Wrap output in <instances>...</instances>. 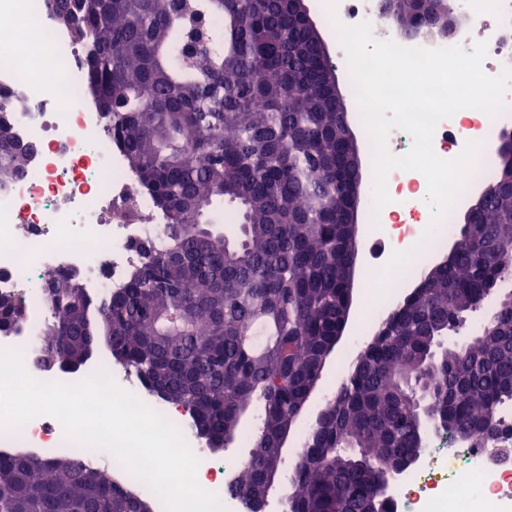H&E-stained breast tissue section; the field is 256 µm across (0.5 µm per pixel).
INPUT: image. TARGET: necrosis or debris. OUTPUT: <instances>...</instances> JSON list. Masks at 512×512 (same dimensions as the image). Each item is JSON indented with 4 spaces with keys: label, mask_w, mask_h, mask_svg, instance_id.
I'll return each mask as SVG.
<instances>
[{
    "label": "necrosis or debris",
    "mask_w": 512,
    "mask_h": 512,
    "mask_svg": "<svg viewBox=\"0 0 512 512\" xmlns=\"http://www.w3.org/2000/svg\"><path fill=\"white\" fill-rule=\"evenodd\" d=\"M453 0L467 14L476 34L455 40L427 33L409 39L428 49L455 44L472 50L487 44L484 71L491 76L512 70V0ZM379 0H339L338 16L347 25L370 22L374 35L395 40L390 21L378 12ZM84 53L70 34L55 24L50 0H0V101L16 102L11 114L15 135L37 152L24 177L0 186V292L19 297L24 316L0 330V349L19 352L25 369L43 381L74 383L104 370L124 390L170 418L199 460L198 478L214 493L224 512H247L242 497L227 486L235 476L237 449L215 456L191 434L186 408L153 400L136 374L112 365L107 351L82 368L45 369L32 358L51 316L44 293L49 275L77 271L93 298L104 299L122 284L139 260L134 244L151 236L163 215L140 192L122 151L112 143L102 113L84 99ZM478 141L486 165L469 177L470 194L493 173L495 144L512 123V87L496 116L480 114ZM391 204L381 218L390 220L382 260L370 266L367 291L383 294L413 284L422 264L444 250L454 234V214L446 212L433 230L421 220L423 201L411 173L392 171L386 181ZM0 451L12 455L55 452L71 455L78 444L67 441L61 423L40 415L23 426L0 430ZM393 497L394 512H512V463L492 462L489 449L476 440L425 448Z\"/></svg>",
    "instance_id": "4bbe7bcc"
}]
</instances>
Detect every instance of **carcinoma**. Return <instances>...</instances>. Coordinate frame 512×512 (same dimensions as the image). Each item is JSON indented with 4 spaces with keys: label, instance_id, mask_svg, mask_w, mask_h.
Here are the masks:
<instances>
[{
    "label": "carcinoma",
    "instance_id": "carcinoma-1",
    "mask_svg": "<svg viewBox=\"0 0 512 512\" xmlns=\"http://www.w3.org/2000/svg\"><path fill=\"white\" fill-rule=\"evenodd\" d=\"M404 36L436 31L450 0H380ZM82 46L112 140L164 215L126 283L98 303L54 275L37 363L77 369L99 344L162 403L190 409L215 450L258 428L230 491L286 475L282 512H389L380 487L420 449L409 385L449 432L512 440V304L477 339L438 351L463 314L512 281V131L460 243L425 267L351 359L283 473V444L323 376L353 301L360 160L320 34L297 0H53ZM28 159L0 106V180ZM240 237L214 229L218 206ZM76 458L0 453V512H147Z\"/></svg>",
    "mask_w": 512,
    "mask_h": 512
}]
</instances>
